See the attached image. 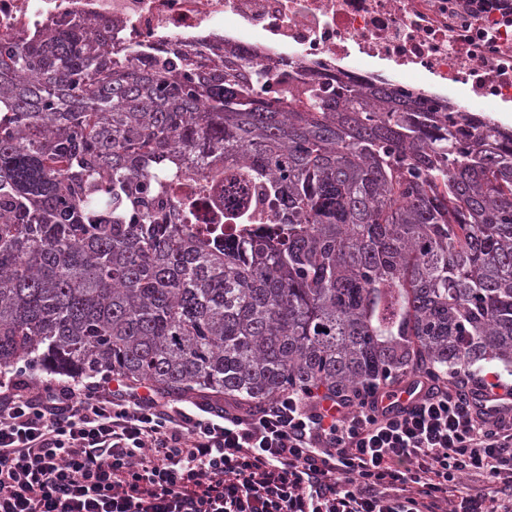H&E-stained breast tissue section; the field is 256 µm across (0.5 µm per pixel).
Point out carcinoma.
I'll use <instances>...</instances> for the list:
<instances>
[{
  "instance_id": "carcinoma-1",
  "label": "carcinoma",
  "mask_w": 512,
  "mask_h": 512,
  "mask_svg": "<svg viewBox=\"0 0 512 512\" xmlns=\"http://www.w3.org/2000/svg\"><path fill=\"white\" fill-rule=\"evenodd\" d=\"M265 77L176 46L118 62L82 24L0 42L1 369L254 406L418 366L512 376V130L385 83L273 100ZM212 156L198 193L225 185L227 219L201 234L176 175Z\"/></svg>"
}]
</instances>
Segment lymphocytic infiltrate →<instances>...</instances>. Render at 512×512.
Returning <instances> with one entry per match:
<instances>
[{"label": "lymphocytic infiltrate", "mask_w": 512, "mask_h": 512, "mask_svg": "<svg viewBox=\"0 0 512 512\" xmlns=\"http://www.w3.org/2000/svg\"><path fill=\"white\" fill-rule=\"evenodd\" d=\"M467 384L415 369L254 413L1 379L0 512H512V406L486 411ZM472 473L493 490H460Z\"/></svg>", "instance_id": "obj_1"}]
</instances>
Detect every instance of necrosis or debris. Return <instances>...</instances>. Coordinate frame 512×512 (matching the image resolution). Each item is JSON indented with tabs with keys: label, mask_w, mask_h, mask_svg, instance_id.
Returning <instances> with one entry per match:
<instances>
[{
	"label": "necrosis or debris",
	"mask_w": 512,
	"mask_h": 512,
	"mask_svg": "<svg viewBox=\"0 0 512 512\" xmlns=\"http://www.w3.org/2000/svg\"><path fill=\"white\" fill-rule=\"evenodd\" d=\"M77 23L108 28L120 57L235 51L280 95L337 76L386 80L464 119L512 102V0H0L1 40Z\"/></svg>",
	"instance_id": "1"
}]
</instances>
